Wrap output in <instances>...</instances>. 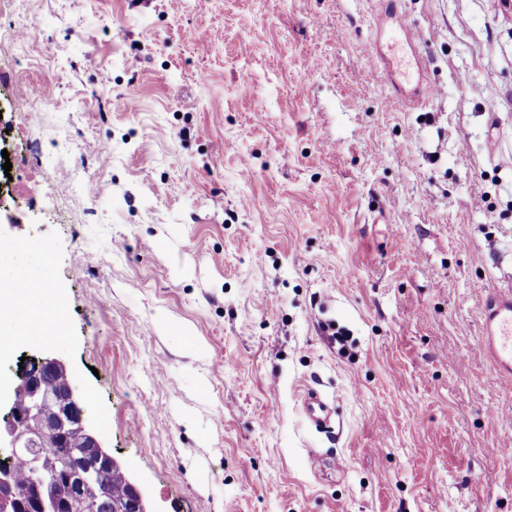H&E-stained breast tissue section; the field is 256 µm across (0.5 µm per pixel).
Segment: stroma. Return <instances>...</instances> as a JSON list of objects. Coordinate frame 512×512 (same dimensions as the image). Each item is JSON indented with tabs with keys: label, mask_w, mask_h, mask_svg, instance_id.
I'll return each instance as SVG.
<instances>
[{
	"label": "stroma",
	"mask_w": 512,
	"mask_h": 512,
	"mask_svg": "<svg viewBox=\"0 0 512 512\" xmlns=\"http://www.w3.org/2000/svg\"><path fill=\"white\" fill-rule=\"evenodd\" d=\"M384 6L29 0L26 53L0 16V243L66 309L0 416L48 355L152 512H512V0H398L389 76ZM484 350L493 373L512 372V291L488 298L482 312ZM304 412L307 419L315 426H327L331 410L328 404L317 394L311 393L304 399Z\"/></svg>",
	"instance_id": "1"
}]
</instances>
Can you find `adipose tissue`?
<instances>
[{
    "label": "adipose tissue",
    "instance_id": "adipose-tissue-1",
    "mask_svg": "<svg viewBox=\"0 0 512 512\" xmlns=\"http://www.w3.org/2000/svg\"><path fill=\"white\" fill-rule=\"evenodd\" d=\"M1 272L15 276L17 283L0 289V346L6 348L35 336L61 339L65 326L63 305H56L49 321L37 310L41 287L50 281L49 265L20 267L12 264L7 252L0 251Z\"/></svg>",
    "mask_w": 512,
    "mask_h": 512
}]
</instances>
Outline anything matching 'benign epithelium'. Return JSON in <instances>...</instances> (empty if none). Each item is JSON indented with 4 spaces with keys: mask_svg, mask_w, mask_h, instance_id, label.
<instances>
[{
    "mask_svg": "<svg viewBox=\"0 0 512 512\" xmlns=\"http://www.w3.org/2000/svg\"><path fill=\"white\" fill-rule=\"evenodd\" d=\"M55 377L60 386L54 391H43V379ZM18 383L14 389L13 402L8 413L0 419L1 448H46L48 464H53L56 456L62 454L66 447L65 432L75 426L79 427L86 438V446L97 451L98 463L79 473L82 480L93 479L100 475L101 468L112 466L114 458L104 449L99 437L88 428L84 420L82 398L75 393L69 383L65 365L56 358L36 359V371L18 373ZM27 396V407L17 408L21 395ZM52 404L55 409L53 424H48L43 416L45 404ZM129 498L127 512H149L143 493L133 482H128ZM23 507L12 487L10 477L0 474V512H17Z\"/></svg>",
    "mask_w": 512,
    "mask_h": 512,
    "instance_id": "1",
    "label": "benign epithelium"
}]
</instances>
